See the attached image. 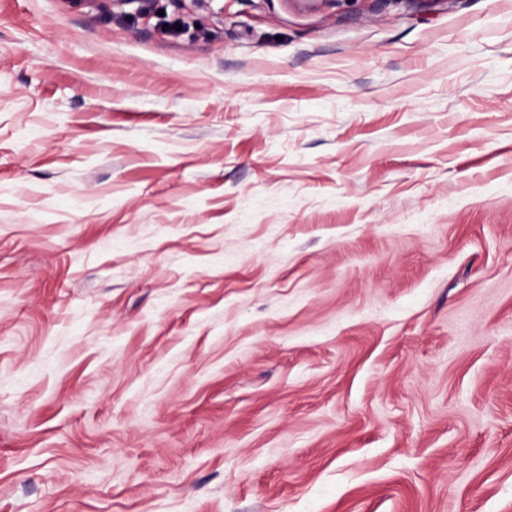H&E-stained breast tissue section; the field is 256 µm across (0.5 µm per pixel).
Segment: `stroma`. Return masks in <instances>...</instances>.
I'll use <instances>...</instances> for the list:
<instances>
[{
  "mask_svg": "<svg viewBox=\"0 0 512 512\" xmlns=\"http://www.w3.org/2000/svg\"><path fill=\"white\" fill-rule=\"evenodd\" d=\"M0 512H512V0H0Z\"/></svg>",
  "mask_w": 512,
  "mask_h": 512,
  "instance_id": "stroma-1",
  "label": "stroma"
}]
</instances>
